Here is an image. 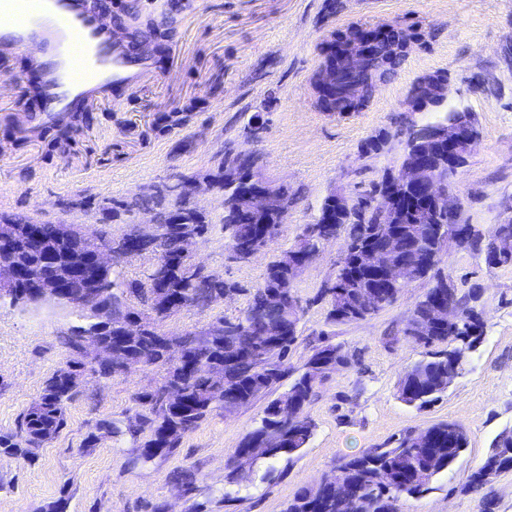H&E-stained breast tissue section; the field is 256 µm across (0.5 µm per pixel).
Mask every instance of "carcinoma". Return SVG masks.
<instances>
[{
    "label": "carcinoma",
    "instance_id": "carcinoma-1",
    "mask_svg": "<svg viewBox=\"0 0 512 512\" xmlns=\"http://www.w3.org/2000/svg\"><path fill=\"white\" fill-rule=\"evenodd\" d=\"M393 73L390 68L378 72L375 60L369 59L362 71L341 72L338 89L343 95L355 83H369L378 75L387 78ZM389 139L385 132L372 136L361 145V153L366 157L378 156L386 151ZM216 178L229 200L221 219L225 249L267 248L278 237L283 217L251 210L247 200L240 196L246 189L245 183L226 184L222 172ZM331 208L328 195L313 221L316 233L298 237L293 246L267 266L263 281L250 294L246 308L235 317L224 318V324L231 330L222 336L191 331L170 338L157 329L158 322L165 319L157 307L161 292L174 298L177 313L185 307H207L220 292L236 289L235 284L215 273L187 278L174 263L184 234L205 235L209 231L205 218L186 201L175 205L177 215L186 223L164 225V231L153 241L152 251L165 266L164 277L151 275L149 287L145 288L143 282L128 280L114 271L101 284L107 290L106 326L100 329L99 339L110 342L113 352L127 361L165 368L161 384L136 397L138 411L134 419L123 429L114 422L109 424L113 434L132 439L134 463L146 465L157 457L174 454L183 436L196 429L213 411L248 406L272 394L286 379L288 390L267 402L259 425L245 434L234 454L241 457L252 446L265 445L267 451L243 466H229L224 497L231 498L246 479L248 467L258 459L274 460L284 455L291 458L308 446L314 423L307 408L327 375L351 365L352 355L324 340L313 347L301 368L288 365V354L298 340L301 322V309L293 288L295 273L290 271L288 263L294 255L313 250L322 240L336 236L340 228L357 242L380 235L393 238L392 246L381 253V271L398 259L416 262L420 267L406 283L380 288L382 279L353 265V259H346L338 266L334 278L320 289V299L328 307V321L336 325L364 320L394 303L412 283L429 279L432 286L414 304L403 335L416 345L437 346L439 350L428 353V358L405 371L399 381L398 398L409 406L425 408L447 391L448 368H453L457 377L464 374L485 339L486 323L476 307L458 296L457 288H445L448 278L437 273L439 255L448 236L445 231L431 232L432 225L424 220L429 206L407 203L400 208L397 224H377L373 213L363 209L330 224L325 222V214ZM501 233L512 237V224L494 226L486 242L474 228L462 246L482 257L497 252V265H512V252H498L497 235ZM366 292L377 301L371 309L362 306ZM440 298L452 300L460 315L459 322L452 327H439L428 336L418 335L413 323ZM134 300L138 305L132 304ZM134 319L144 321L145 329L131 336L117 335L119 329ZM271 324L288 328V335L279 339L266 335ZM95 327L94 322L76 327L66 339L67 346L80 352L83 334ZM173 346L189 357L181 367L174 366L169 355ZM84 368L83 363L69 366L49 378L38 398L20 415L15 430L0 432V450L33 461L34 450L66 427L68 405L77 394V377ZM168 386L181 390V400L175 405L165 398L164 390ZM466 447L465 432L451 422L407 433L390 448H368L336 467V479L350 489L349 495L340 496L335 488L325 484L305 486L288 500L283 512H401L403 502L432 489L435 477L448 470ZM510 448L512 429H505L494 439L484 461L470 473L468 486L478 489L485 485V471L508 468L512 457L505 453Z\"/></svg>",
    "mask_w": 512,
    "mask_h": 512
}]
</instances>
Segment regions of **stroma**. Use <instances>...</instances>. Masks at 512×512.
I'll use <instances>...</instances> for the list:
<instances>
[{
	"mask_svg": "<svg viewBox=\"0 0 512 512\" xmlns=\"http://www.w3.org/2000/svg\"><path fill=\"white\" fill-rule=\"evenodd\" d=\"M130 3L142 22L156 26L166 72L155 84L72 113L68 122L80 129L73 140L57 127L38 142L22 137L12 113L32 100L30 56H0V77L12 81L11 99L0 98V222L19 216L116 241L135 229L139 217L114 213L113 201L183 177L200 184L194 202L210 230L196 245L195 260L239 290L231 299L165 318L162 332L178 336L238 315L268 263L294 244L327 194L369 193L384 171L398 169L397 119L407 110L414 81L428 72L447 73L446 108L476 119L479 140L449 180L461 221L487 233L512 217V0H183L173 13L164 0H112L113 17H123ZM395 21L423 36L396 74L362 110L322 112L311 78L326 36L351 24ZM258 112L268 126L252 145L244 129ZM384 131L393 135L389 151L360 157L361 144ZM250 149L260 155L265 177L287 184L295 198L269 248L234 263L224 248L223 191L210 182L225 152ZM343 250V237L331 240L294 282L302 319L289 364L301 367L324 334L356 361L320 387L308 408L312 439L292 461L259 462L239 492L224 498L227 460L257 426L266 405L261 399L232 412L214 411L184 435L173 455L132 465L129 437L113 435L107 425H125L136 396L159 385L164 370L135 368L107 379L86 373L66 428L37 450L34 461L0 455V512H47L62 496L67 512H150L157 502L170 512H282L296 490L330 475L343 459L445 421L464 428L468 447L432 490L407 500L403 512H485L488 495L494 512H512V471L479 490L467 487L495 437L512 428V266L491 268L469 249L443 248L438 267L459 295L477 293L486 336L468 372L419 410L399 399L398 383L427 353L403 330L430 283H412L365 320L330 325L319 290L335 274ZM77 323L71 311L53 303L26 312L0 306V431L14 428L46 381L75 361L64 338ZM183 469L197 475L194 492H183L173 480Z\"/></svg>",
	"mask_w": 512,
	"mask_h": 512,
	"instance_id": "stroma-1",
	"label": "stroma"
}]
</instances>
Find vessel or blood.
<instances>
[{
  "label": "vessel or blood",
  "mask_w": 512,
  "mask_h": 512,
  "mask_svg": "<svg viewBox=\"0 0 512 512\" xmlns=\"http://www.w3.org/2000/svg\"><path fill=\"white\" fill-rule=\"evenodd\" d=\"M0 48L38 53L45 106L26 120L34 137L64 118L74 103L90 105L108 87L157 78L151 61L133 57L87 0H0Z\"/></svg>",
  "instance_id": "b4317fda"
}]
</instances>
